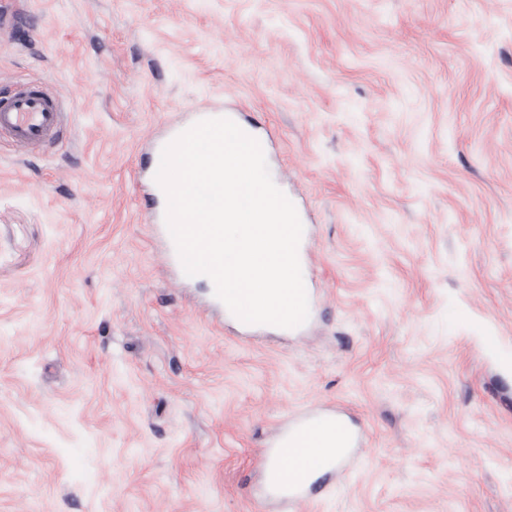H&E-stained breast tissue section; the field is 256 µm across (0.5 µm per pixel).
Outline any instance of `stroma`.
<instances>
[{"label": "stroma", "instance_id": "obj_1", "mask_svg": "<svg viewBox=\"0 0 512 512\" xmlns=\"http://www.w3.org/2000/svg\"><path fill=\"white\" fill-rule=\"evenodd\" d=\"M0 92V512H512V0H21ZM221 108L306 229L297 332L241 335L150 219L154 150ZM355 468L264 484L299 411ZM62 117L60 98L51 87L24 82L0 100V135L12 148L27 152L55 135Z\"/></svg>", "mask_w": 512, "mask_h": 512}]
</instances>
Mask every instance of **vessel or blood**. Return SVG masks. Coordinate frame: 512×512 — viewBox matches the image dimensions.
I'll list each match as a JSON object with an SVG mask.
<instances>
[{
    "label": "vessel or blood",
    "mask_w": 512,
    "mask_h": 512,
    "mask_svg": "<svg viewBox=\"0 0 512 512\" xmlns=\"http://www.w3.org/2000/svg\"><path fill=\"white\" fill-rule=\"evenodd\" d=\"M62 123L61 101L48 86L23 83L11 97L0 100V136L21 152L39 147ZM360 437L344 418L318 413L297 421L276 446L266 452L273 459L266 486L286 502L300 503L316 489L321 476L335 472L339 458L326 453L329 444L345 451L358 447Z\"/></svg>",
    "instance_id": "obj_1"
}]
</instances>
